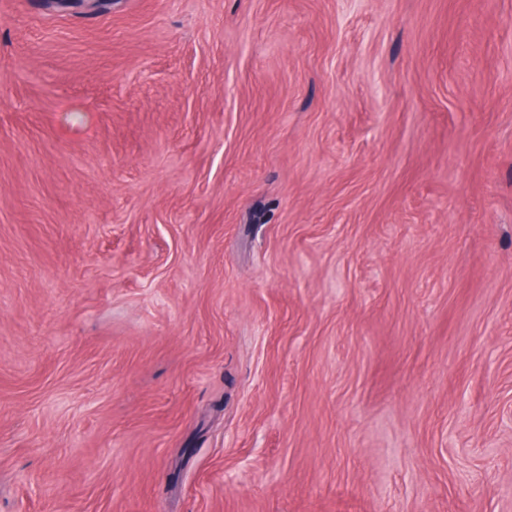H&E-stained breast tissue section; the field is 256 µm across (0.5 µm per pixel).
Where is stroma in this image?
I'll return each mask as SVG.
<instances>
[{
	"label": "stroma",
	"instance_id": "stroma-1",
	"mask_svg": "<svg viewBox=\"0 0 512 512\" xmlns=\"http://www.w3.org/2000/svg\"><path fill=\"white\" fill-rule=\"evenodd\" d=\"M0 512H512V0H0Z\"/></svg>",
	"mask_w": 512,
	"mask_h": 512
}]
</instances>
